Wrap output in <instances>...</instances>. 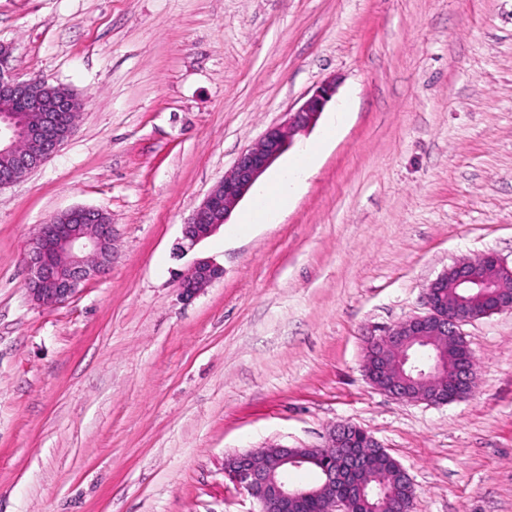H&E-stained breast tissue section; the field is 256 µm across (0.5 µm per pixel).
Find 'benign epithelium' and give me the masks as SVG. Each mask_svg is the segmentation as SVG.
<instances>
[{
    "label": "benign epithelium",
    "instance_id": "benign-epithelium-1",
    "mask_svg": "<svg viewBox=\"0 0 512 512\" xmlns=\"http://www.w3.org/2000/svg\"><path fill=\"white\" fill-rule=\"evenodd\" d=\"M11 52L9 45L0 44V103L21 100L31 116L19 123L9 111H0V157L10 159V167L0 173V188L43 166L71 136L73 128L65 132L57 128L54 113L70 112L75 118L83 109L82 99L73 92L59 87L48 95L44 92L52 87L48 81L20 80L6 71ZM335 94L334 83L321 84L296 111L287 113L284 123L269 127L241 153L231 172L213 186L183 224L184 244L179 251L193 249L226 223L256 181L289 150L294 136L316 125ZM111 264L112 221L108 214L76 206L41 225L24 256L23 287L36 304L59 305ZM223 275V267L212 260H195L179 281L181 298L193 299ZM508 278L512 279V267L493 253L481 256L478 263L448 266L426 289L425 314L368 340V381L398 400L445 402L436 392L435 377L448 374V339L462 338L463 325L491 311L512 312V293L504 288ZM455 380L463 394H469L476 381L474 368H457ZM356 430L353 425H337L328 431L321 446L311 448L333 456L323 468V489L332 499L329 512H354L348 500L336 497V483L344 480L348 471L358 469L360 456L347 455V449L354 447ZM307 460L305 453L273 445L227 458L224 472L254 499L261 512H288L289 503L309 493L288 482V470Z\"/></svg>",
    "mask_w": 512,
    "mask_h": 512
}]
</instances>
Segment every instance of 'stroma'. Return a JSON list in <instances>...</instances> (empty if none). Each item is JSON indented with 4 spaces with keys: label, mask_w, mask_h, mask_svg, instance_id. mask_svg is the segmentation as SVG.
Listing matches in <instances>:
<instances>
[{
    "label": "stroma",
    "mask_w": 512,
    "mask_h": 512,
    "mask_svg": "<svg viewBox=\"0 0 512 512\" xmlns=\"http://www.w3.org/2000/svg\"><path fill=\"white\" fill-rule=\"evenodd\" d=\"M0 43L85 101L0 190V512H257L226 458L341 423L409 473L412 512H512V313L463 326L464 399L397 400L364 372L448 266L512 267V0H0ZM328 80L280 221L179 253L241 152ZM76 205L111 217L112 264L39 306L27 244ZM198 258L224 275L186 302Z\"/></svg>",
    "instance_id": "35a3bbf8"
}]
</instances>
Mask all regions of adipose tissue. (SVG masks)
Instances as JSON below:
<instances>
[{
	"mask_svg": "<svg viewBox=\"0 0 512 512\" xmlns=\"http://www.w3.org/2000/svg\"><path fill=\"white\" fill-rule=\"evenodd\" d=\"M317 155V148L308 149L294 163L262 184L250 210L243 217L244 223H277L280 214L288 208L298 182L306 177L313 168Z\"/></svg>",
	"mask_w": 512,
	"mask_h": 512,
	"instance_id": "ef3b65f1",
	"label": "adipose tissue"
}]
</instances>
